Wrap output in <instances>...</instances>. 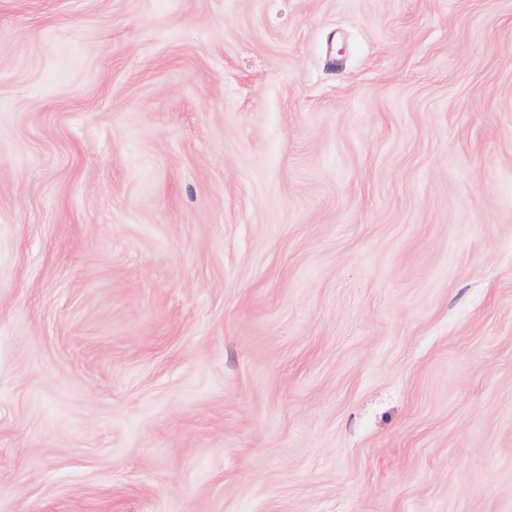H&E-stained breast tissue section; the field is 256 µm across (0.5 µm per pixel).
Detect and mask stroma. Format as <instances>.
<instances>
[{"label": "stroma", "mask_w": 512, "mask_h": 512, "mask_svg": "<svg viewBox=\"0 0 512 512\" xmlns=\"http://www.w3.org/2000/svg\"><path fill=\"white\" fill-rule=\"evenodd\" d=\"M0 512H512V0H0Z\"/></svg>", "instance_id": "stroma-1"}]
</instances>
